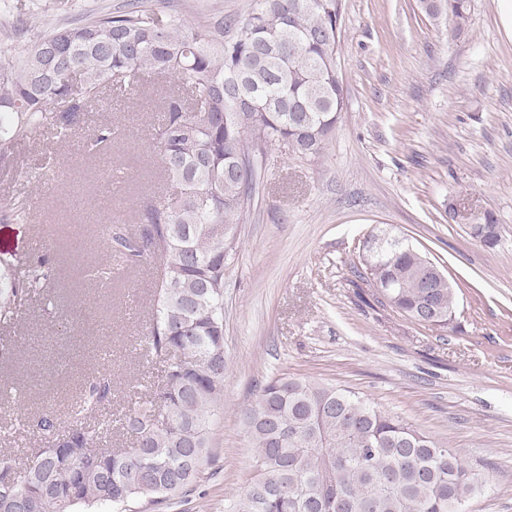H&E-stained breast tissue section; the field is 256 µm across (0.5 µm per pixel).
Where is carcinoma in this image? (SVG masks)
Instances as JSON below:
<instances>
[{"instance_id":"cac0c4a2","label":"carcinoma","mask_w":512,"mask_h":512,"mask_svg":"<svg viewBox=\"0 0 512 512\" xmlns=\"http://www.w3.org/2000/svg\"><path fill=\"white\" fill-rule=\"evenodd\" d=\"M429 16L448 10L454 29L468 24L471 0H421ZM343 0H257L208 34L138 5L89 15L31 44L0 53V167L41 128L61 134L84 124L112 86L134 93L150 75L176 85L165 96L154 144L172 182L171 197L145 204L134 232L106 235L135 265L158 264L155 314L143 338L162 364L158 382L135 386L137 400L119 419L132 446L112 442V420L78 417L67 426L50 409L18 424L40 445L20 459L0 449V512H76L147 498L162 504L202 478L210 423L224 392V267L248 212L256 157L286 142L295 155L320 153L344 108L336 73ZM227 112H250L245 124ZM112 122L102 121L90 150L112 151ZM19 202L0 206V223L27 221ZM412 246L371 251L363 241L356 271L397 284L390 306L422 319L427 305L449 322L454 291L432 276ZM50 257L11 255L0 265V324L12 325L22 301L51 276ZM112 373L85 378L79 413L112 399ZM241 417L254 451L250 480L228 512H470L489 473L357 392L304 377L268 379Z\"/></svg>"}]
</instances>
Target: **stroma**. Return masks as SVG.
<instances>
[{"label":"stroma","mask_w":512,"mask_h":512,"mask_svg":"<svg viewBox=\"0 0 512 512\" xmlns=\"http://www.w3.org/2000/svg\"><path fill=\"white\" fill-rule=\"evenodd\" d=\"M255 0H164V12L207 33ZM129 0H0L5 26L38 15L26 39L127 8ZM338 75L346 106L318 156L269 146L237 250L224 270V397L213 418L205 482L172 506L142 500L126 512H224L252 470L240 418L260 385L281 374L351 389L400 416L471 465L492 469L473 512H512V31L500 0H473L467 28L426 15L419 0H345ZM169 83L154 78L137 95L106 90L98 108L120 135L112 164L123 193L100 203L91 125L66 139L43 129L19 141L0 167V203L27 196L29 219L0 224L25 253L27 238H69L84 226L112 267V288L58 271L25 302L13 330L0 328V422L53 406L62 422L79 385L112 372L113 410L126 387L158 380L160 365L135 346L147 327L153 269L128 267L101 233L132 225L143 201L165 188L151 144ZM497 239L474 227L485 215ZM405 239L445 270L454 287L447 325L416 323L378 302L352 273L354 248L373 228Z\"/></svg>","instance_id":"stroma-1"}]
</instances>
